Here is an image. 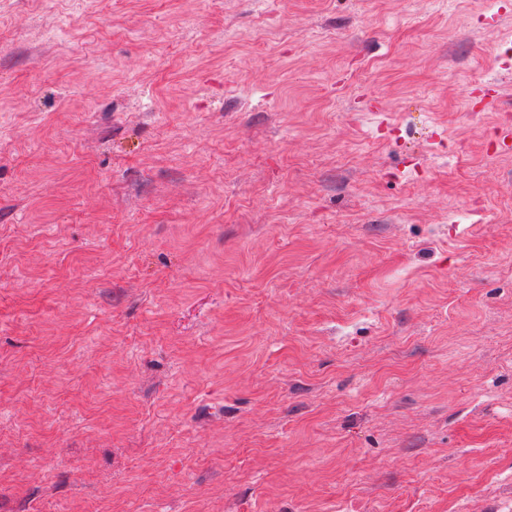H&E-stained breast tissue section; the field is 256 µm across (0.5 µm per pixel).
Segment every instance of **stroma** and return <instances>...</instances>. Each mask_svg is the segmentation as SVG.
<instances>
[{
  "label": "stroma",
  "mask_w": 512,
  "mask_h": 512,
  "mask_svg": "<svg viewBox=\"0 0 512 512\" xmlns=\"http://www.w3.org/2000/svg\"><path fill=\"white\" fill-rule=\"evenodd\" d=\"M512 0H0V512H512Z\"/></svg>",
  "instance_id": "35a3bbf8"
}]
</instances>
